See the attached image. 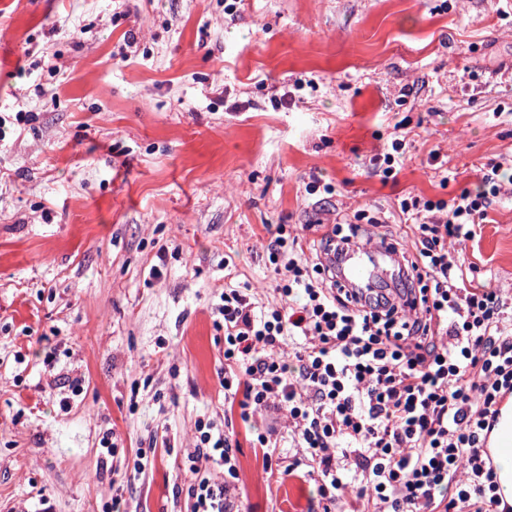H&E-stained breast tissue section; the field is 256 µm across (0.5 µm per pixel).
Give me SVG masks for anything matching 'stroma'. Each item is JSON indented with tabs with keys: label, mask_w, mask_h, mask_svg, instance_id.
Wrapping results in <instances>:
<instances>
[{
	"label": "stroma",
	"mask_w": 512,
	"mask_h": 512,
	"mask_svg": "<svg viewBox=\"0 0 512 512\" xmlns=\"http://www.w3.org/2000/svg\"><path fill=\"white\" fill-rule=\"evenodd\" d=\"M0 117V512H190L225 277L276 302L267 225L384 221L512 160V0H0ZM460 260L512 304V197ZM269 421L232 422L241 510L309 512Z\"/></svg>",
	"instance_id": "obj_1"
}]
</instances>
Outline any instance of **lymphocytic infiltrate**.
<instances>
[{
	"mask_svg": "<svg viewBox=\"0 0 512 512\" xmlns=\"http://www.w3.org/2000/svg\"><path fill=\"white\" fill-rule=\"evenodd\" d=\"M489 168L482 190L399 202L400 288L361 295L339 281L331 258L357 238L352 223L313 248L268 226L278 303L224 285V399L242 422L283 419L299 457L282 463L274 426L256 443L269 470L316 476L322 512H499L487 441L512 399V323L497 289L469 280L452 252L501 192L504 164ZM237 446L229 427L197 421L191 512H239Z\"/></svg>",
	"mask_w": 512,
	"mask_h": 512,
	"instance_id": "f902f5d3",
	"label": "lymphocytic infiltrate"
}]
</instances>
